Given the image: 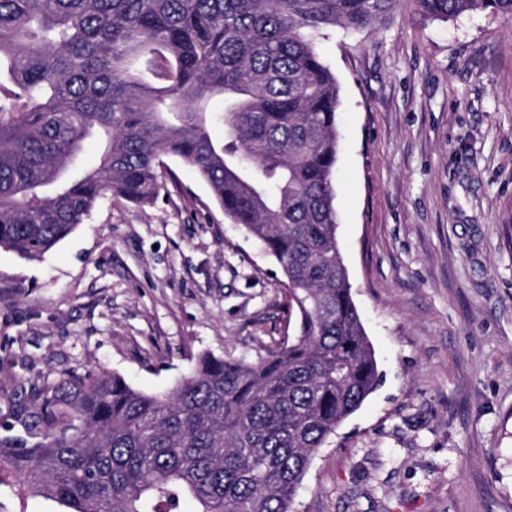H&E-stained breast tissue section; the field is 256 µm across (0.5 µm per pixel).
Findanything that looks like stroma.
Returning <instances> with one entry per match:
<instances>
[{"mask_svg": "<svg viewBox=\"0 0 512 512\" xmlns=\"http://www.w3.org/2000/svg\"><path fill=\"white\" fill-rule=\"evenodd\" d=\"M337 237L381 382L318 449L294 512H512V19L400 0L327 31ZM150 206L104 199L29 260L0 248V417L66 372L173 387L205 352L293 335L275 260L169 157ZM0 512H68L0 474Z\"/></svg>", "mask_w": 512, "mask_h": 512, "instance_id": "obj_1", "label": "stroma"}]
</instances>
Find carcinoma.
<instances>
[{"label": "carcinoma", "instance_id": "cac0c4a2", "mask_svg": "<svg viewBox=\"0 0 512 512\" xmlns=\"http://www.w3.org/2000/svg\"><path fill=\"white\" fill-rule=\"evenodd\" d=\"M418 2L512 18V0ZM398 4L0 0V247L38 258L107 194L153 204L174 157L277 261L296 316L288 344L204 353L162 393L116 373L43 381L0 425L1 469L71 512H293L313 456L380 381L336 237L339 88L315 37Z\"/></svg>", "mask_w": 512, "mask_h": 512}]
</instances>
